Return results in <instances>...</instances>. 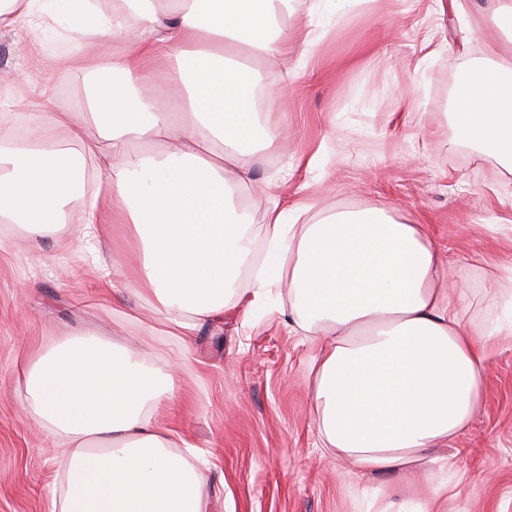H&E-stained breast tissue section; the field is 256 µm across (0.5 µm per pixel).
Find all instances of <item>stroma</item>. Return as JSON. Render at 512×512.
Wrapping results in <instances>:
<instances>
[{
  "label": "stroma",
  "mask_w": 512,
  "mask_h": 512,
  "mask_svg": "<svg viewBox=\"0 0 512 512\" xmlns=\"http://www.w3.org/2000/svg\"><path fill=\"white\" fill-rule=\"evenodd\" d=\"M496 0H369L343 10L288 0L283 21L303 64L256 66L258 122H280L273 147L255 142L253 185L236 200L260 231L271 198L307 203L311 224L341 210L380 207L427 225L454 285L474 288L465 315L474 329L502 318L512 284V171L462 139L453 119L459 74L490 62L484 42L512 49L497 31ZM324 37L304 46L303 27ZM24 24L0 30V113L35 125L39 112L67 108L92 121L84 63L52 72ZM289 90L280 98L279 87ZM72 207L61 234L32 239L0 222V512H49L57 436L20 406L13 378L62 335L91 333L136 349L145 362L178 367L154 417L176 443L194 448L206 512H358L369 477L319 446L312 407L313 344L290 322L288 286L254 307L190 336L168 335L153 296L137 292V243L120 225L101 232L117 292H106L90 253L75 239ZM72 238L62 250L59 236ZM501 269L488 278L486 266ZM456 494L448 512H512V335L489 358L483 404L449 447Z\"/></svg>",
  "instance_id": "obj_1"
}]
</instances>
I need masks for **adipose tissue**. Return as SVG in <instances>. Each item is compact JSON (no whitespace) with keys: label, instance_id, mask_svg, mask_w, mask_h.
Returning <instances> with one entry per match:
<instances>
[{"label":"adipose tissue","instance_id":"1","mask_svg":"<svg viewBox=\"0 0 512 512\" xmlns=\"http://www.w3.org/2000/svg\"><path fill=\"white\" fill-rule=\"evenodd\" d=\"M36 26L56 41L127 38L105 67L89 66L93 122L60 109L44 115L50 139L0 151V219L34 238L60 230L94 160L105 175L79 224L85 240L122 224L140 241L141 291L160 306L171 334L188 336L237 306L233 281L253 239L234 204L247 188L249 145L266 146L277 126L257 130L255 71L241 53L287 58L288 29L276 0H134L107 12L91 0H0V27ZM177 50L187 92L179 118L164 91L144 97L142 82L168 76ZM465 69L453 94L458 133L496 152L512 170V57ZM157 153L137 155L130 141ZM74 141L79 152L63 150ZM272 207L264 235L269 259L252 274L253 295L287 281L295 325L316 346L310 373L323 449L385 487L363 491L365 512H445L454 495L432 471L451 473L450 440L466 431L485 386L498 337L512 316L474 334L464 311L470 289L448 295L450 276L426 225L399 222L379 208L343 211L315 224L288 223ZM25 410L64 447L50 512H205L204 485L171 449L154 407L173 376L96 336H61L14 371Z\"/></svg>","mask_w":512,"mask_h":512}]
</instances>
